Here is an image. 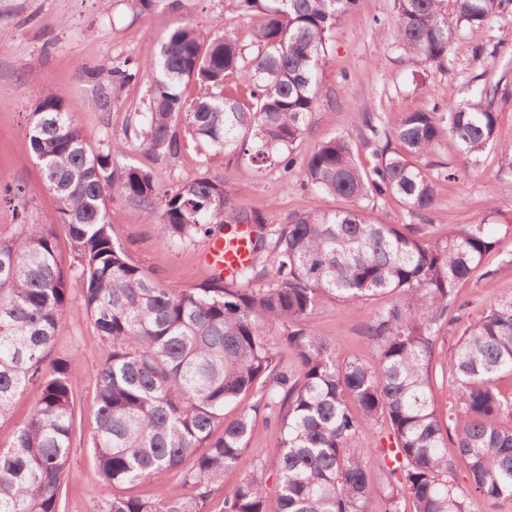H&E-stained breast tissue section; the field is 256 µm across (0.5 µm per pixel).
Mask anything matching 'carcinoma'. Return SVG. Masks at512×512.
Here are the masks:
<instances>
[{
    "instance_id": "carcinoma-1",
    "label": "carcinoma",
    "mask_w": 512,
    "mask_h": 512,
    "mask_svg": "<svg viewBox=\"0 0 512 512\" xmlns=\"http://www.w3.org/2000/svg\"><path fill=\"white\" fill-rule=\"evenodd\" d=\"M141 13L177 11L184 0H131ZM356 0H237L258 16L251 45L229 34L202 38L190 25L171 29L159 50L134 68L107 72L120 90L142 74L150 86L134 135L145 151L175 157L191 142L211 156H246L262 166L294 164L319 98L332 33ZM395 43L413 66L447 69L458 33L479 36L512 13V0H395ZM193 83L189 102L184 87ZM499 85L478 86L464 104L401 114L391 130L370 127L373 167L338 136L301 162L304 187L353 202L313 208L281 221L239 212L227 181L206 176L161 190L152 175L119 166L93 149L64 107L42 98L29 118L25 146L58 200L59 225L30 224L0 236V419L28 386L38 400L12 439L0 444V512H61L77 433L72 372L49 359L69 309L68 283L83 282L89 324L105 344L93 400L91 448L98 482L112 489L100 512H467L479 496L512 503V296L470 320L452 348L458 397L441 419L432 404L436 344L449 324L460 283L483 266L499 238L488 225L451 224L427 238L419 224H383L374 203L392 198L415 215L438 204L420 160L446 139L472 166L512 142L498 138L493 108ZM121 197L158 214L157 228L178 246L209 241L227 221L253 224L252 260L230 279L215 273L190 288L151 276L110 233L108 200ZM71 246L65 259L57 230ZM274 275L266 279L267 269ZM381 295L369 313L373 365L341 363L336 345L307 321L315 302L355 307ZM295 350L300 377L279 368L271 333ZM249 396L236 418L224 407ZM279 428L259 467L224 493V473L246 450L258 420ZM389 430L394 447L356 444L361 424ZM468 467L455 483L448 447ZM177 472L172 497L129 493ZM275 486L269 487V477ZM276 509H268L269 496Z\"/></svg>"
}]
</instances>
